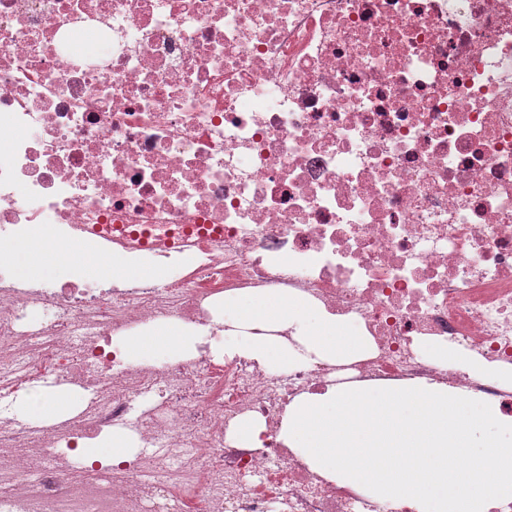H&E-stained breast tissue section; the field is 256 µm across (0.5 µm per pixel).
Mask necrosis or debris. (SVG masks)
I'll return each instance as SVG.
<instances>
[{
    "instance_id": "4bbe7bcc",
    "label": "necrosis or debris",
    "mask_w": 512,
    "mask_h": 512,
    "mask_svg": "<svg viewBox=\"0 0 512 512\" xmlns=\"http://www.w3.org/2000/svg\"><path fill=\"white\" fill-rule=\"evenodd\" d=\"M93 36L96 51L80 53ZM0 512H416L280 440L296 398L441 386L512 419V0H0ZM176 263L148 288H16L20 229ZM302 293L373 345L273 371L214 350L225 295ZM205 331L187 360L114 341ZM76 391L53 424L37 390ZM263 427L242 448L230 432ZM122 430L132 458L76 450ZM425 354L440 364H457L466 366L475 373L492 380L502 379L510 381V371L484 368L475 359L468 356L465 352L453 348L436 347L434 345H426L424 347Z\"/></svg>"
}]
</instances>
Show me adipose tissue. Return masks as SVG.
<instances>
[{"label": "adipose tissue", "instance_id": "1", "mask_svg": "<svg viewBox=\"0 0 512 512\" xmlns=\"http://www.w3.org/2000/svg\"><path fill=\"white\" fill-rule=\"evenodd\" d=\"M224 323L225 354L256 360L271 370L303 361L354 360L370 348L368 337L351 321L314 309L298 295L247 290L226 296ZM285 329L290 339L282 338ZM202 341L197 332L162 324L127 337L120 349L132 360H151L160 351L170 359H187Z\"/></svg>", "mask_w": 512, "mask_h": 512}]
</instances>
